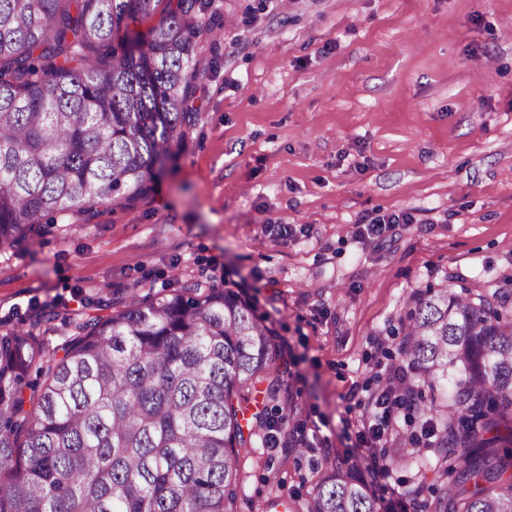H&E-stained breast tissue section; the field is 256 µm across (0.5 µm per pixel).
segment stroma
Masks as SVG:
<instances>
[{
	"instance_id": "35a3bbf8",
	"label": "stroma",
	"mask_w": 512,
	"mask_h": 512,
	"mask_svg": "<svg viewBox=\"0 0 512 512\" xmlns=\"http://www.w3.org/2000/svg\"><path fill=\"white\" fill-rule=\"evenodd\" d=\"M203 5L223 27L199 42L195 126L150 195L0 251V329L53 352L69 331L49 308L106 316L187 279L238 293L291 370L282 435L256 431L238 461L240 512H267L346 462L413 293L512 289V0ZM423 423L394 430L412 451L389 466L399 501L432 483Z\"/></svg>"
}]
</instances>
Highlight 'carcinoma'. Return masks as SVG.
<instances>
[{"instance_id":"carcinoma-1","label":"carcinoma","mask_w":512,"mask_h":512,"mask_svg":"<svg viewBox=\"0 0 512 512\" xmlns=\"http://www.w3.org/2000/svg\"><path fill=\"white\" fill-rule=\"evenodd\" d=\"M0 0V250L54 214L148 194L194 120L202 0ZM435 439L418 512H512V291L427 287L400 319ZM62 357L0 331V512H239L256 385L286 391L277 333L229 289L186 281L107 317L68 321ZM306 512H378L337 461Z\"/></svg>"}]
</instances>
